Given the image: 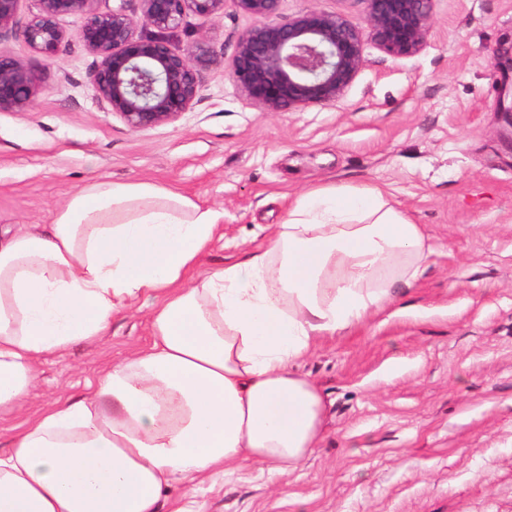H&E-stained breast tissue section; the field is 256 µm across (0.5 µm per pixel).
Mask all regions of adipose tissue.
Segmentation results:
<instances>
[{
	"label": "adipose tissue",
	"mask_w": 512,
	"mask_h": 512,
	"mask_svg": "<svg viewBox=\"0 0 512 512\" xmlns=\"http://www.w3.org/2000/svg\"><path fill=\"white\" fill-rule=\"evenodd\" d=\"M224 212L150 182L88 184L0 232V417L49 356L140 301L152 341L0 450V512H160L165 492L315 448L324 398L294 364L411 286L429 238L378 186L299 195L264 248L196 276Z\"/></svg>",
	"instance_id": "adipose-tissue-1"
}]
</instances>
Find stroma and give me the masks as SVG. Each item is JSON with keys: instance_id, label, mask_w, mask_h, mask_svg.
<instances>
[{"instance_id": "35a3bbf8", "label": "stroma", "mask_w": 512, "mask_h": 512, "mask_svg": "<svg viewBox=\"0 0 512 512\" xmlns=\"http://www.w3.org/2000/svg\"><path fill=\"white\" fill-rule=\"evenodd\" d=\"M72 40L52 57L22 36L0 53L40 77L33 107L0 112V226L46 224L95 180L144 181L224 211V237L200 260L222 269L265 246L304 191L378 185L434 251L411 287L357 329L298 363L325 402L314 453L282 476L257 464L167 493L161 512H512V0H436L428 45L393 61L366 43L343 100L265 112L225 78L252 20L225 0L213 22L184 17L176 45L207 38L202 102L174 123L130 129L91 81ZM151 304L107 336L48 357L0 448L32 414L92 391L102 370L148 346Z\"/></svg>"}]
</instances>
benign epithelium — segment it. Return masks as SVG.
<instances>
[{
  "label": "benign epithelium",
  "instance_id": "benign-epithelium-1",
  "mask_svg": "<svg viewBox=\"0 0 512 512\" xmlns=\"http://www.w3.org/2000/svg\"><path fill=\"white\" fill-rule=\"evenodd\" d=\"M20 2L0 0V37L18 33L31 50L54 56L71 39L59 17L80 16L76 37L94 57L97 96L132 130L172 124L203 100L200 73L212 47L203 37L178 48L172 36L188 14L223 18L224 0H138L134 13L103 10L99 0H32L23 21ZM234 2L253 23L237 37L227 78L263 111L291 112L339 103L365 65L368 41L397 60L419 53L436 0H364L358 22L315 6L283 17L279 0ZM38 91L34 71L0 54V112L29 110Z\"/></svg>",
  "mask_w": 512,
  "mask_h": 512
}]
</instances>
